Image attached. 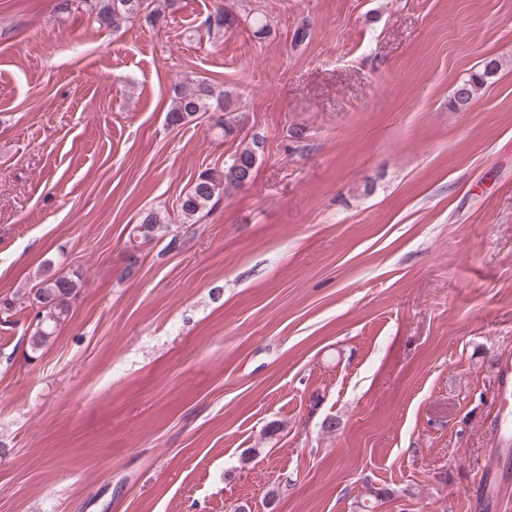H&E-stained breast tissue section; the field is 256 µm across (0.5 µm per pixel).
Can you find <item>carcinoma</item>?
Listing matches in <instances>:
<instances>
[{
  "mask_svg": "<svg viewBox=\"0 0 512 512\" xmlns=\"http://www.w3.org/2000/svg\"><path fill=\"white\" fill-rule=\"evenodd\" d=\"M87 7L89 17L100 27L117 29L121 25L147 12L146 19H159L161 12L152 7L153 0H82ZM237 14L232 8L224 6L205 20L208 38H218L239 27ZM499 62L495 59L486 61L477 72L462 79L455 87L453 102L455 108H468L473 97L482 88L486 80L498 70ZM229 94L205 79L191 82H179L173 87L171 107L166 119L171 125H182L190 121L197 113L207 111L212 103L223 105ZM256 166V151L246 147L235 153L224 168L217 170L208 168L201 171L192 185L180 199V211L175 223L198 224L211 211L220 199V194L229 188H240L249 182ZM161 217L154 212L147 213L142 221L133 224L129 231V242L136 247L150 240ZM82 288L77 274L52 273L45 271L43 277L30 289L28 297L30 307L34 311L35 327L29 337V345L33 350L47 346L70 311L71 303L76 299Z\"/></svg>",
  "mask_w": 512,
  "mask_h": 512,
  "instance_id": "obj_1",
  "label": "carcinoma"
}]
</instances>
